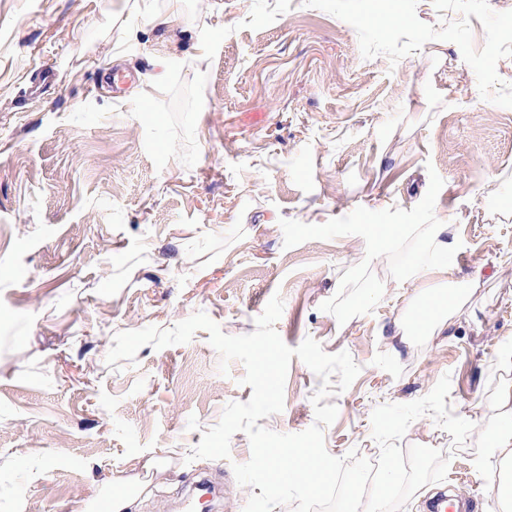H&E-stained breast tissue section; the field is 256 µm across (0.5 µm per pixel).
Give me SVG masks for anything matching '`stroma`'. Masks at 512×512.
<instances>
[{
  "instance_id": "35a3bbf8",
  "label": "stroma",
  "mask_w": 512,
  "mask_h": 512,
  "mask_svg": "<svg viewBox=\"0 0 512 512\" xmlns=\"http://www.w3.org/2000/svg\"><path fill=\"white\" fill-rule=\"evenodd\" d=\"M44 68L57 81L31 99ZM382 224L402 231L381 261ZM432 224L454 231L444 279ZM0 226V512H88L126 486V512H197L201 475L224 490L211 512H243L248 436L191 457L250 399L243 363L220 372L203 330L106 357L116 333L200 311L249 334L276 294L287 346L360 367L329 398V454H379L373 410L447 375L465 445L426 415L400 446L451 451L467 478L402 512L440 491L503 512L488 436L512 392V0H0ZM453 289L445 322L412 334L413 306ZM321 383L292 359L261 426L311 427Z\"/></svg>"
}]
</instances>
